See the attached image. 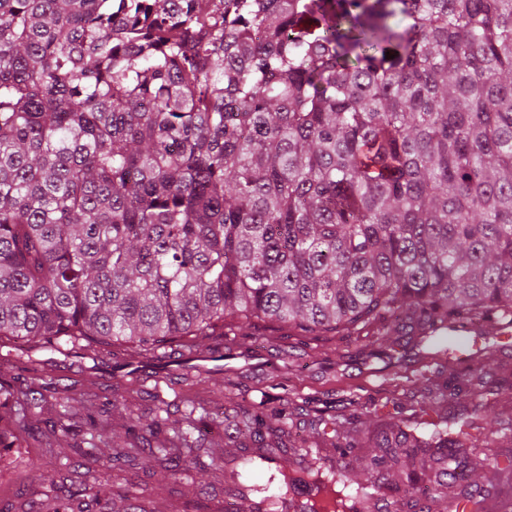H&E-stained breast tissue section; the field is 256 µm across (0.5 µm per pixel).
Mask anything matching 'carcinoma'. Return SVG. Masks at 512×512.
<instances>
[{
    "instance_id": "cac0c4a2",
    "label": "carcinoma",
    "mask_w": 512,
    "mask_h": 512,
    "mask_svg": "<svg viewBox=\"0 0 512 512\" xmlns=\"http://www.w3.org/2000/svg\"><path fill=\"white\" fill-rule=\"evenodd\" d=\"M409 24L401 29L395 19ZM394 58L388 59L385 53ZM512 322V0H0V463L76 427L48 369L83 367L100 346L169 363L199 341L259 322L303 336L394 339L444 361L448 326ZM177 365L168 386L207 382ZM183 402L163 443L130 436L137 409L95 403L82 419L124 428L112 452L83 456L79 488L44 482L37 512H130L128 468L146 454L200 461L237 497L270 467L288 428L264 409ZM427 410L360 435L350 418L317 431L338 453L390 475L398 449L432 448L406 473L419 512L481 503L448 486L508 438L473 436ZM224 427L264 449L244 465L209 451ZM262 512H346L348 473L299 449Z\"/></svg>"
}]
</instances>
